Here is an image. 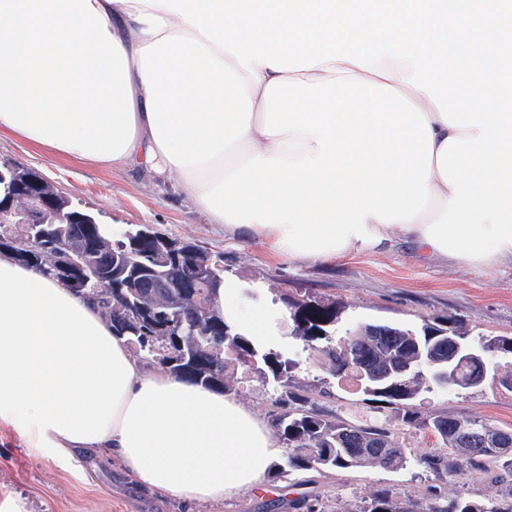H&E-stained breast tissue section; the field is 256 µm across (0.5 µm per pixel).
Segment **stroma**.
I'll list each match as a JSON object with an SVG mask.
<instances>
[{
  "instance_id": "stroma-1",
  "label": "stroma",
  "mask_w": 512,
  "mask_h": 512,
  "mask_svg": "<svg viewBox=\"0 0 512 512\" xmlns=\"http://www.w3.org/2000/svg\"><path fill=\"white\" fill-rule=\"evenodd\" d=\"M0 160L35 170L100 222L121 229L145 225L223 257L225 276L248 286L259 284L278 304L307 297L336 301L344 308L339 329L366 321L417 328L460 321L477 332L512 337L511 264L485 269L426 262L405 245L332 265L291 262L265 242L225 237L223 226L211 223L208 215L147 172L56 159L10 135H0ZM277 351L290 363L288 391L273 390L256 377L230 383V396L264 419H271L277 404L287 403L292 392L310 397L333 415L347 418L356 411L390 421L411 452L438 449L436 437L424 425L435 412L466 415L512 431V391L498 382L487 381L469 392L433 388L416 401L420 424L408 425L395 420L389 405L364 395L351 377L336 376L314 359L298 337H287ZM384 489L402 504L421 505L435 495L444 502L465 497L511 504L512 474L493 464L466 480L410 467L292 472L282 455L261 491L187 506L143 488L109 449H90L64 460L0 425V512H363Z\"/></svg>"
}]
</instances>
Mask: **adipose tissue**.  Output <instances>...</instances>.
Returning a JSON list of instances; mask_svg holds the SVG:
<instances>
[{"label":"adipose tissue","mask_w":512,"mask_h":512,"mask_svg":"<svg viewBox=\"0 0 512 512\" xmlns=\"http://www.w3.org/2000/svg\"><path fill=\"white\" fill-rule=\"evenodd\" d=\"M503 0H0V133L144 169L230 236L321 264L410 245L512 265ZM460 37H450V29ZM232 329L271 348L285 316ZM0 421L54 455L108 448L186 504L263 486L281 448L221 391L144 372L97 307L0 254Z\"/></svg>","instance_id":"ef3b65f1"}]
</instances>
